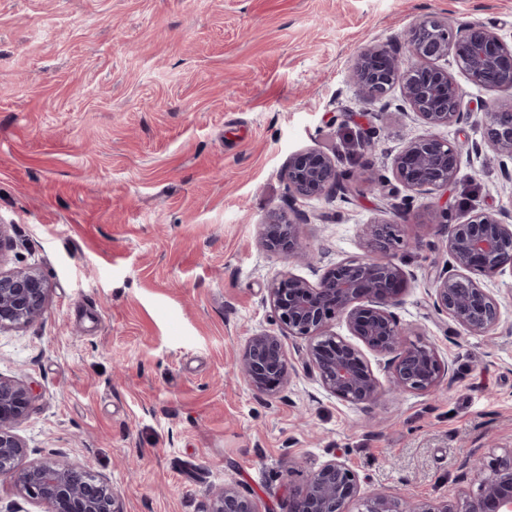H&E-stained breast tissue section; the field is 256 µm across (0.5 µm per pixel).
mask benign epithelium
I'll return each mask as SVG.
<instances>
[{
  "instance_id": "benign-epithelium-1",
  "label": "benign epithelium",
  "mask_w": 512,
  "mask_h": 512,
  "mask_svg": "<svg viewBox=\"0 0 512 512\" xmlns=\"http://www.w3.org/2000/svg\"><path fill=\"white\" fill-rule=\"evenodd\" d=\"M409 60L404 62L383 47L359 52L353 74L365 99L377 100L400 84L414 114L431 128L457 125L464 119L461 90L438 65L454 51L457 62L474 85L483 89L512 90V46L490 27L470 23L454 27L448 18H427L408 33ZM487 138L503 157L512 160V106L491 109ZM466 142H450L436 134L411 139L394 158V180L379 178L373 189L384 199L398 197L399 188L410 191L392 204L405 217L413 202L411 193L427 194L455 184ZM293 200L346 197L360 179L342 170L336 159L315 150L295 154L282 171ZM439 223L448 229V261L431 281L435 308L448 314L467 334L481 336L500 321V303L483 287L481 279L512 272V216L480 211L462 224L451 223L442 210ZM309 217L298 211H274L263 224L261 241L273 252L310 259L301 240L299 224ZM398 225H365L364 247L390 251ZM405 275L390 258L344 259L324 269L312 284L284 270L268 288L274 318L290 336L306 341L307 364L323 389L336 399L368 406L380 393V383L355 338L370 351L393 355L391 384L397 392L429 393L451 373L449 363L434 347L411 343L392 308L403 291ZM49 288L36 269L0 271V329L22 326L40 318ZM345 320L350 337L329 331L336 319ZM238 374L257 395L276 398L285 391L292 366L282 337L260 332L250 336L235 358ZM32 402L29 388L0 377V476L14 478L19 491L45 503L49 512H124L120 495L108 481L86 474L64 460L32 464L17 469L25 454L24 441L14 426ZM465 473L477 487L462 490L453 500L439 503L404 501L396 496L364 492L359 475L334 457L312 471L304 489L288 498L287 512H512V448L497 455L476 453L465 459ZM206 512H257L254 501L231 481L212 492Z\"/></svg>"
}]
</instances>
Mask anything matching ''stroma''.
<instances>
[{
    "mask_svg": "<svg viewBox=\"0 0 512 512\" xmlns=\"http://www.w3.org/2000/svg\"><path fill=\"white\" fill-rule=\"evenodd\" d=\"M429 16L512 42V0H0V225L13 241L0 269L34 267L50 284L40 319L0 330V377L33 392L15 428L23 465L80 466L124 512H205L230 478L259 512H285L336 455L364 490L440 502L470 454L512 448V275L485 283L501 317L483 336L430 297L447 257L437 209L458 224L512 214L485 118L512 93L473 85L452 55L441 65L466 118L437 133L474 149L448 192L416 196L395 253L397 320L449 362L450 380L392 393L385 357L369 351L380 396L345 403L295 337L284 397L261 399L233 368L249 336L281 331L268 301L281 271L317 282L364 256L365 225L393 221L370 190L301 199L313 264L261 244L269 212L294 206L281 178L294 154L334 156L368 183L427 133L401 87L366 100L352 65L374 44L407 55V30ZM364 124L378 131L365 154Z\"/></svg>",
    "mask_w": 512,
    "mask_h": 512,
    "instance_id": "1",
    "label": "stroma"
}]
</instances>
